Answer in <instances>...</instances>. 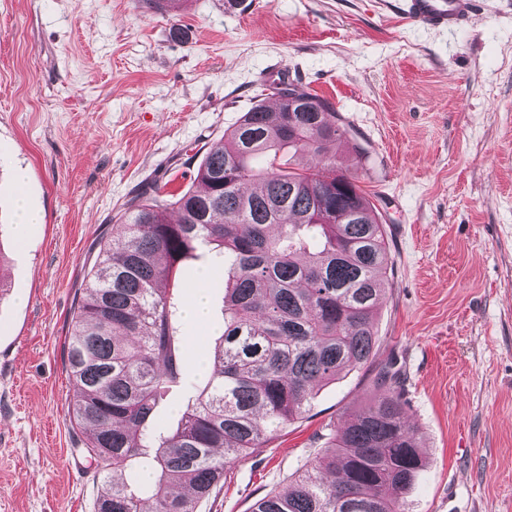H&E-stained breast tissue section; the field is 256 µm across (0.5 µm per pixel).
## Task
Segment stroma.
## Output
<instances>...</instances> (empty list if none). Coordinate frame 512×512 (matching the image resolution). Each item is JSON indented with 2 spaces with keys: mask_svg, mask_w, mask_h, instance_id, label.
I'll return each instance as SVG.
<instances>
[{
  "mask_svg": "<svg viewBox=\"0 0 512 512\" xmlns=\"http://www.w3.org/2000/svg\"><path fill=\"white\" fill-rule=\"evenodd\" d=\"M485 3L439 31L383 0H0V512H94L103 476L68 416L64 359L89 248L142 182L186 189L190 157L272 102L275 63L347 126L336 153L378 209L389 285L374 363L317 386L200 512L286 490L380 395L387 360L427 456L408 512H512V7ZM21 194L40 215L22 240ZM225 286L215 271L209 322L183 326L196 387Z\"/></svg>",
  "mask_w": 512,
  "mask_h": 512,
  "instance_id": "35a3bbf8",
  "label": "stroma"
}]
</instances>
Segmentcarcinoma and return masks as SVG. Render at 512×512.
I'll return each mask as SVG.
<instances>
[{
	"instance_id": "cac0c4a2",
	"label": "carcinoma",
	"mask_w": 512,
	"mask_h": 512,
	"mask_svg": "<svg viewBox=\"0 0 512 512\" xmlns=\"http://www.w3.org/2000/svg\"><path fill=\"white\" fill-rule=\"evenodd\" d=\"M214 142L180 194L142 183L99 251L66 336L76 395L68 415L104 473L95 512H198L231 464L305 412L314 386L376 355L374 315L391 263L386 230L336 158L348 130L326 99L274 87ZM318 159L307 171L293 157ZM209 247L224 268L214 372L172 423L159 408L185 387L178 299L168 289ZM376 402L334 430L286 493L252 512H404L425 459L405 422L399 374L375 376ZM154 464L148 489L125 479Z\"/></svg>"
}]
</instances>
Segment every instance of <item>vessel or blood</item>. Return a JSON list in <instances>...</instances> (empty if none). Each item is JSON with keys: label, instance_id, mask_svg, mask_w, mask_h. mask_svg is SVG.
I'll list each match as a JSON object with an SVG mask.
<instances>
[{"label": "vessel or blood", "instance_id": "vessel-or-blood-1", "mask_svg": "<svg viewBox=\"0 0 512 512\" xmlns=\"http://www.w3.org/2000/svg\"><path fill=\"white\" fill-rule=\"evenodd\" d=\"M394 13L423 28L460 29L473 23L482 0H390Z\"/></svg>", "mask_w": 512, "mask_h": 512}]
</instances>
